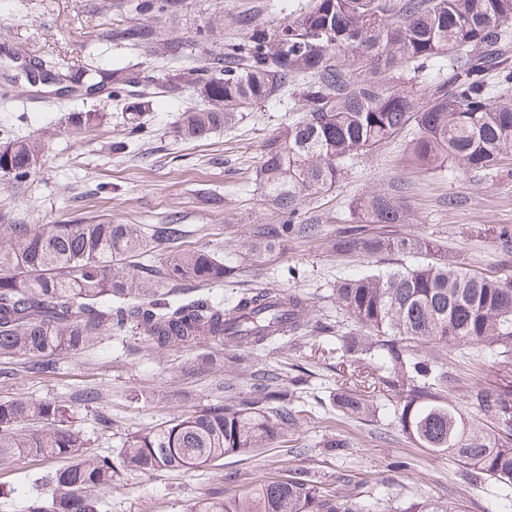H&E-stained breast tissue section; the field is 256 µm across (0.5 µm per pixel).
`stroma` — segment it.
<instances>
[{"mask_svg": "<svg viewBox=\"0 0 512 512\" xmlns=\"http://www.w3.org/2000/svg\"><path fill=\"white\" fill-rule=\"evenodd\" d=\"M225 0H184L179 19L153 23L160 42L173 38L195 41L198 55L218 49L219 36H205L207 22ZM122 0H0V45L22 56H39L60 67L93 64L138 65L143 87L153 94L145 125L130 151L115 154L109 142L121 139L125 121L122 103L101 98L82 104L53 95L51 86L34 87L25 77L12 85V99H0V141L13 136L44 135L45 152L37 167V186L24 191L0 175V210L18 224H64L73 220L111 219L147 228L177 216L187 234V247H205L223 256L241 254L240 273L214 288L226 299L249 288H273L309 298L319 318H336L331 288L350 274L382 273L400 267L403 257L385 255L364 261L341 258L328 241L350 215L355 198L382 182L401 177L412 185L416 220L399 225L402 233L437 239L450 256L473 272L512 274L491 233L512 226V160L493 173L415 169L405 160L404 137L362 156L328 193L312 197L303 217L317 220L319 238L289 243L269 260L248 256L253 225L269 223L255 181L264 141L292 118L287 107L268 104L243 117L230 130L221 129L203 141H184L177 134L183 112L203 107L194 92L179 97L157 93L164 73L159 54H145L103 36L117 19L136 20ZM112 114L111 124L94 135L58 133L72 112L84 108ZM314 338L292 340L273 351L239 358L235 351L201 342L179 351L148 347L130 332L103 339L95 346L58 358L50 375L31 372L22 362L10 364L9 379L0 378V397L67 400L76 393L96 392V401L79 407L77 424L89 437L90 452L116 451L126 435L172 419L184 411L223 403L224 383L232 381L248 393L254 372H268L286 383L307 374L309 389L297 404L299 429L248 455L224 457L214 466L187 471L161 470L130 475L104 493L103 512H189L212 491L231 497L261 478H281L301 466L316 470L322 480L367 482L374 497L416 494L431 503L454 504L457 512H512V500L489 482H473L457 461L418 448L402 435L389 406L367 422L337 412L330 395L352 373L337 370L335 360L313 351ZM109 428H100L98 417ZM347 447L321 448L329 436ZM53 462L28 458L0 471V512H26L39 478L54 470Z\"/></svg>", "mask_w": 512, "mask_h": 512, "instance_id": "35a3bbf8", "label": "stroma"}]
</instances>
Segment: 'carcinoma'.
Returning <instances> with one entry per match:
<instances>
[{
  "label": "carcinoma",
  "instance_id": "cac0c4a2",
  "mask_svg": "<svg viewBox=\"0 0 512 512\" xmlns=\"http://www.w3.org/2000/svg\"><path fill=\"white\" fill-rule=\"evenodd\" d=\"M184 0H139V13L175 16ZM282 14L272 26L266 16ZM224 44L197 60L182 40L163 44L168 95L193 91L207 106L185 113L177 133L201 141L229 128L239 115L269 102L301 113L261 151L257 180L273 224H256L251 251L270 257L294 240L321 235L300 219L306 200L330 191L353 161L413 125L407 163L417 169L483 172L512 157V0H248L215 16L209 31ZM146 53L158 35L148 22L110 29ZM34 72L52 77L72 96L106 91L118 100L141 82L129 66L77 67L55 72L30 58ZM104 112H73L69 125L95 131ZM44 149L26 136L0 142V174L34 182ZM411 185L392 178L352 202L351 225L330 239L341 257L385 254L420 259L384 274L350 275L332 296L350 323L316 320L299 293L256 289L227 302L205 293L172 298L168 283L211 288L237 275L238 260L203 248H182L183 225L0 223V358H21L34 373L56 371L57 356L98 343L103 335L136 330L151 348L176 350L202 341L240 356L267 350L285 337H319L317 349L342 363L372 370L402 434L418 448L449 455L477 478L512 493V275H478L448 258L434 238L390 230L413 223ZM368 224H380L375 232ZM504 257L512 228L496 229ZM164 252L160 265L142 258ZM470 350L496 370L499 382L475 393L478 415L448 400L453 376L440 353ZM306 386L254 375L249 393L193 411L123 441L117 455L90 456L74 424L73 401L0 399V469L26 458H64L46 491L27 512H102V494L125 476L202 468L227 455H249L298 427L296 403ZM336 410L363 421L378 405L355 386H341ZM364 490L323 481L306 467L283 480L260 479L243 498L211 496L191 512H372ZM395 512H454L408 499Z\"/></svg>",
  "mask_w": 512,
  "mask_h": 512
}]
</instances>
